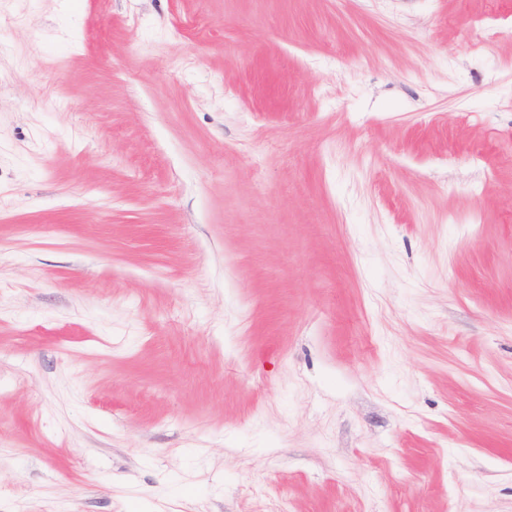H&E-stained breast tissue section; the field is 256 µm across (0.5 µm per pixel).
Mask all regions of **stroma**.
I'll return each mask as SVG.
<instances>
[{"label":"stroma","instance_id":"obj_1","mask_svg":"<svg viewBox=\"0 0 512 512\" xmlns=\"http://www.w3.org/2000/svg\"><path fill=\"white\" fill-rule=\"evenodd\" d=\"M0 512H512V0H0Z\"/></svg>","mask_w":512,"mask_h":512}]
</instances>
